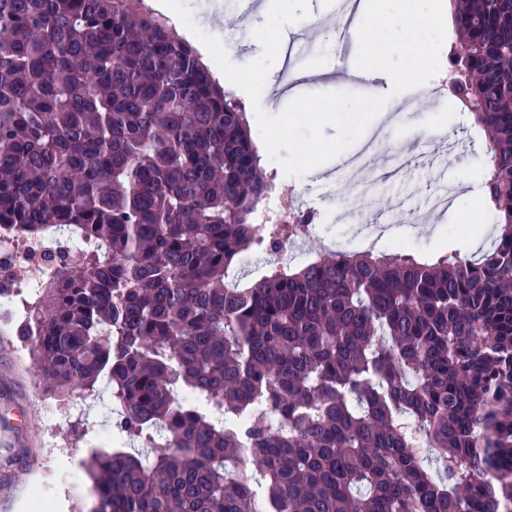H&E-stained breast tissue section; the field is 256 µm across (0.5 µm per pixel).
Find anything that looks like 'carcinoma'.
I'll use <instances>...</instances> for the list:
<instances>
[{"label":"carcinoma","instance_id":"cac0c4a2","mask_svg":"<svg viewBox=\"0 0 512 512\" xmlns=\"http://www.w3.org/2000/svg\"><path fill=\"white\" fill-rule=\"evenodd\" d=\"M455 14L489 248L334 251L248 284L229 274L276 185L193 46L143 0H0V225L86 244L49 255L37 372L60 401L105 389L133 445L96 458L89 512L512 506V0ZM255 399L277 424L229 427Z\"/></svg>","mask_w":512,"mask_h":512}]
</instances>
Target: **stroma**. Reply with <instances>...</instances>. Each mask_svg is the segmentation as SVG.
<instances>
[{"label": "stroma", "instance_id": "35a3bbf8", "mask_svg": "<svg viewBox=\"0 0 512 512\" xmlns=\"http://www.w3.org/2000/svg\"><path fill=\"white\" fill-rule=\"evenodd\" d=\"M195 23L224 44L229 60L244 65L261 54L253 36L254 28L243 22L238 0H221L222 9L209 13L198 0H186ZM307 20L285 27L284 37L300 35L291 49L306 81L302 93L351 92L380 95L386 89L382 79L373 86L336 83L329 73L340 61L354 63L357 39L348 45L336 40V26L327 13L331 0H309ZM447 49L440 52V71L428 82L426 92L409 89L385 105L386 117L371 123L370 131L381 132L395 144L412 143L415 152L406 168L393 172L386 155H379L381 171L377 183L360 185L350 180L340 159H332L299 177L286 176L281 166L267 162L263 170L268 178L288 185L295 196L311 207L316 238L307 241V252L319 249L320 238H333L337 250H371V235L356 231L342 222L345 214L367 219L371 226L396 229L388 251L412 253L430 258L444 252V239L460 238L470 223H488L490 212L484 199L474 191L477 176L487 170V151L483 133L472 117L462 112L451 91H440L449 71V46L455 45L458 32L453 10H446ZM411 102L412 114L399 112L400 102ZM444 184L458 187L448 208L432 215V225L442 229V240H435L420 228L417 213L428 210L436 189ZM55 397L35 376L30 344L19 333L18 321L0 322V420L16 425V442L9 453L0 454V512H15L18 502L31 495L58 504V512H73L88 500L86 469L95 451L82 441L80 425L69 422L67 414L50 413Z\"/></svg>", "mask_w": 512, "mask_h": 512}]
</instances>
